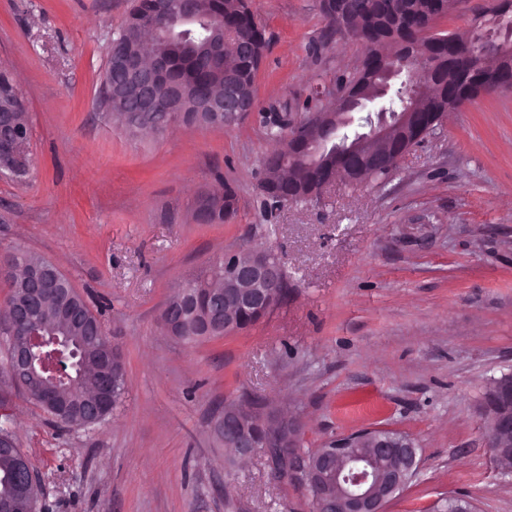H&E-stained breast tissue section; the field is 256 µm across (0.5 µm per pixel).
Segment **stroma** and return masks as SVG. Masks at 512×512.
<instances>
[{"label": "stroma", "instance_id": "stroma-1", "mask_svg": "<svg viewBox=\"0 0 512 512\" xmlns=\"http://www.w3.org/2000/svg\"><path fill=\"white\" fill-rule=\"evenodd\" d=\"M131 4L0 0V70L30 123L28 173H0V254L52 262L125 363L122 399L88 428L0 383V425L46 475L37 512H311L263 450L225 468L213 426L241 394L297 421L305 450L407 436L420 471L385 512L449 497L512 512L484 408L490 380L512 372V91L449 110L386 179L270 209L263 163L284 139L267 118L352 71L359 46L329 33L320 0H250L268 40L255 111L131 135L100 102ZM229 186L236 217L197 222L201 198ZM252 248L288 275L273 312L194 346L164 332L183 279Z\"/></svg>", "mask_w": 512, "mask_h": 512}]
</instances>
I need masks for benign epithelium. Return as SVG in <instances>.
<instances>
[{
    "instance_id": "benign-epithelium-1",
    "label": "benign epithelium",
    "mask_w": 512,
    "mask_h": 512,
    "mask_svg": "<svg viewBox=\"0 0 512 512\" xmlns=\"http://www.w3.org/2000/svg\"><path fill=\"white\" fill-rule=\"evenodd\" d=\"M325 10L336 18V30L347 37L359 35L356 19L342 10L337 0H323ZM201 18L200 0H148V9L139 26L127 29L110 48L112 72L116 79L104 85V97L118 100L128 116V122L138 125L136 116L141 112H161L165 121L161 127L180 122L189 126L222 128L255 111L256 100L242 95L236 72L224 71V92L214 93L198 84L173 77L176 56L165 47L170 31L164 29L163 45L144 58L141 49L142 29L159 30L160 22L171 25ZM512 18V0H493V8L476 15L475 22L465 31L462 40L484 43L497 60L512 57V28L504 21ZM224 56V31L215 29L207 38L201 55L194 58L197 65L217 61ZM400 70L383 67L374 73L376 88L384 93L390 81ZM507 70L496 72L482 70L478 73L468 68L457 69V94L479 95L500 89ZM365 93L338 96L331 112H312L305 121L301 141L288 137V149L270 155L265 163L272 168L283 167L288 158L297 153L306 155L307 167L324 173L322 187L339 178L340 173L353 169L359 176L368 172L388 171L404 156L391 148L405 128L421 129L430 119L422 111L423 101L416 92L410 93L405 111H381L369 120L354 137L343 142L340 130L354 121ZM17 107L0 106V173L18 174L27 167V141L22 136L15 119ZM224 262V310L206 314L210 326L224 324L228 330L242 323L248 316H263L273 310L285 288L283 270L278 261L262 250H248L222 257ZM59 271L39 268L30 271L27 303L11 308L3 323L6 331L25 336V342L12 350L8 365L13 381L25 388L35 403L50 407L58 419H65L72 408L56 397V389L44 376L43 366L35 364L32 337L37 335V324L31 322L30 313L41 299L55 300L60 315L72 314L70 301L57 297ZM200 303L196 296L178 300L165 307L162 323L165 331L173 336L183 314ZM124 375L121 354L114 347L106 350L98 377L95 394L81 408L89 419L99 420L112 410L120 377ZM485 406L490 415V440L488 448L494 459H512V373L493 379L485 396ZM275 415L254 402L239 399L234 406L224 410L214 422V428L224 439V444L234 449L241 459L250 457L258 448L266 450L274 474L290 479H301L315 490L321 483L336 487V499L315 495V512H384L386 503L403 486V476L398 466L390 461L417 462L416 448L402 435H377L372 430L361 431L320 451L321 464L311 467L308 456L297 451L301 429L297 422L288 421L273 428ZM38 470L26 462L14 474V483L22 488L36 480Z\"/></svg>"
}]
</instances>
